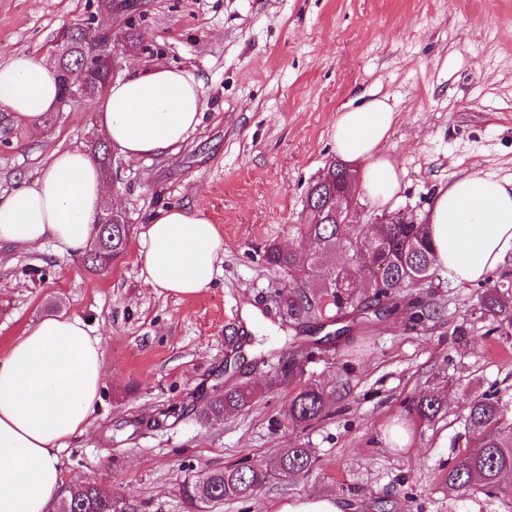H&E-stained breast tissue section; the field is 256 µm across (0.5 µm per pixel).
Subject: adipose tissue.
<instances>
[{
  "label": "adipose tissue",
  "mask_w": 512,
  "mask_h": 512,
  "mask_svg": "<svg viewBox=\"0 0 512 512\" xmlns=\"http://www.w3.org/2000/svg\"><path fill=\"white\" fill-rule=\"evenodd\" d=\"M57 75L53 61L11 54L0 63V108L41 122L60 101ZM205 105L203 85L189 72L150 65L114 79L96 113L112 148L137 160L175 155ZM393 122L387 97L373 95L341 112L333 131L341 159L365 161L360 186L380 207L401 189L382 152ZM107 198L106 182L85 151H54L37 180L0 191V241L82 255ZM429 232L438 265L455 281L483 279L512 252V178L494 181L475 169L440 188ZM139 244L145 283L175 295L208 288L224 253L215 224L176 205L148 219ZM103 377L101 342L76 316L45 318L0 353V512H52L63 495L59 454L88 431Z\"/></svg>",
  "instance_id": "obj_1"
}]
</instances>
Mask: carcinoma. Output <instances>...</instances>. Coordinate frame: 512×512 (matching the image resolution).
<instances>
[{"instance_id": "obj_1", "label": "carcinoma", "mask_w": 512, "mask_h": 512, "mask_svg": "<svg viewBox=\"0 0 512 512\" xmlns=\"http://www.w3.org/2000/svg\"><path fill=\"white\" fill-rule=\"evenodd\" d=\"M68 36L66 66L59 67L61 100L70 98L64 68H77L89 53L87 34L80 28L64 31ZM107 75L96 77L79 92L84 100L103 93ZM90 153L102 176L111 171V149L105 138L90 141ZM340 161L329 164L326 172L307 193V214L296 225L303 241L314 243L312 252L285 251L270 244L264 251L265 262L288 271L292 285L278 292L288 310V317L300 320L329 319L340 324L336 336L348 331L341 321L350 312L374 309L390 314L399 308L400 298L414 288L407 306L425 308V285L436 271V252L428 225L394 218L385 224H348L351 215L337 217L336 190L345 180ZM131 228L119 217L110 224L98 225V232L84 256V263L95 270H105L126 250ZM482 316L497 324L507 335L512 333V280L497 281L479 301ZM312 354L299 358L297 350L289 351L279 362L275 375L266 388L278 384L295 386L288 400L286 419L294 428L306 429L329 415L333 393L316 384H301L305 364ZM258 397L257 387L245 383L217 390L209 397L199 414L205 423L219 421L234 413L249 409ZM445 406L437 392L418 399L412 410L424 421L434 420ZM507 404L496 395L473 397L465 416L468 434L467 449L448 468L445 484L448 492L464 496L479 488L491 498L512 497V485L505 477L512 475V424L500 426ZM316 457L309 448H284L274 459L264 464L232 465L215 468L182 487V496L192 504H220L226 500L252 497L273 478L286 480L311 471ZM59 512H143L135 498H119L102 484L73 486L58 504Z\"/></svg>"}]
</instances>
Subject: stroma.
Masks as SVG:
<instances>
[{
  "mask_svg": "<svg viewBox=\"0 0 512 512\" xmlns=\"http://www.w3.org/2000/svg\"><path fill=\"white\" fill-rule=\"evenodd\" d=\"M100 14L98 0H0V61L22 51L53 58L59 32L97 14L112 31L121 76L163 64L203 83L207 108L176 156H112L116 208L132 230L109 270L52 247L0 243V353L40 320L81 317L102 340L106 374L88 432L60 454L63 482L107 485L145 512H186L180 487L205 470L261 464L282 448L314 449L318 462L290 481L205 512H277L281 503L333 494L345 512H512V500L444 483L464 453L471 396L512 402V335L491 332L478 297L512 280V254L477 283L436 270L435 318L402 310L321 346L306 381L335 393L326 419L301 430L283 418L291 387L266 389L250 410L202 423L195 410L215 388L264 386L289 337L310 343L335 324L289 319L275 302L286 271L262 259L266 244L298 243L307 191L336 160L332 130L360 95H385L395 122L383 152L401 191L387 207L357 191V221H425L440 186L482 169L512 176V0H133ZM138 39L128 42L129 30ZM96 104L57 107L30 124L0 110V190L35 181L58 148H86ZM209 217L224 256L209 288L170 296L141 276L139 234L158 209ZM246 335L235 364L225 340ZM441 393L445 412L421 421L411 406ZM412 442L389 447L386 425Z\"/></svg>",
  "mask_w": 512,
  "mask_h": 512,
  "instance_id": "stroma-1",
  "label": "stroma"
}]
</instances>
